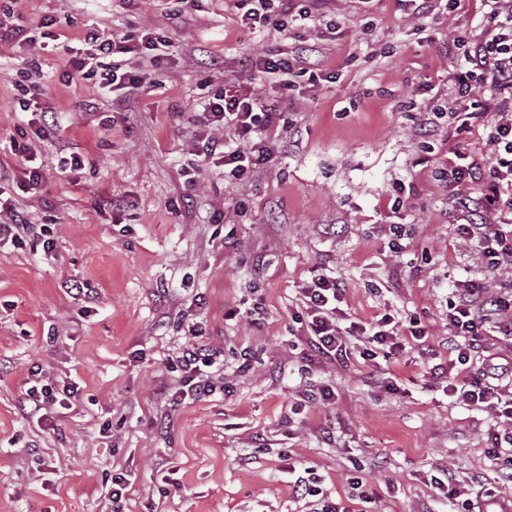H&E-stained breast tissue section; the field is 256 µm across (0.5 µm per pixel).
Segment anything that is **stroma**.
<instances>
[{
	"label": "stroma",
	"mask_w": 512,
	"mask_h": 512,
	"mask_svg": "<svg viewBox=\"0 0 512 512\" xmlns=\"http://www.w3.org/2000/svg\"><path fill=\"white\" fill-rule=\"evenodd\" d=\"M411 12L401 0H328L312 19L279 9L278 28L247 29L237 0H0V27L24 34L0 52V141L37 146L32 163L0 152L4 196L54 241L49 258L33 238L0 248V512H111L105 484L119 471L134 481L123 512H305L292 466L312 469L348 512H448L430 483L440 467L480 477L491 512L512 506V482L487 454L495 418L450 404L428 372L430 359L448 358L452 285L477 269L436 179L447 121L424 134L414 120L447 108L463 53L444 46L483 9L438 0L435 15ZM91 25L172 43L117 111L65 73L64 47ZM46 32L58 51H40ZM294 48L310 49L323 78H297L275 158L239 179L209 170L189 190L200 85L277 95L240 62ZM34 69L58 119L41 143L21 89ZM62 146L83 169L57 170ZM32 164L42 178L20 190ZM328 270L347 285L348 320L417 318L431 355L303 360L299 290ZM73 282L88 297L70 294ZM195 322L202 344L223 353L226 389L177 403L163 393L178 379L168 358L192 343ZM37 365L80 387L77 406L51 424L22 407ZM319 382L335 401L304 402Z\"/></svg>",
	"instance_id": "obj_1"
}]
</instances>
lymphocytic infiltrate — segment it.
<instances>
[{
  "label": "lymphocytic infiltrate",
  "mask_w": 512,
  "mask_h": 512,
  "mask_svg": "<svg viewBox=\"0 0 512 512\" xmlns=\"http://www.w3.org/2000/svg\"><path fill=\"white\" fill-rule=\"evenodd\" d=\"M480 2L488 9L486 24L470 37L453 39L466 51L450 78L455 103L448 109V123L459 134L470 131L473 120L488 116L492 122L483 148L466 150L455 137L449 139L447 153L457 231L470 242L484 277L458 282L448 301L444 327L448 364L455 372L446 389L452 403L512 423V377L493 368L480 375L471 371L475 362L492 359L493 334L512 335V294L490 291L486 285L490 279L512 277V0ZM168 47V40L149 34L133 46L121 33L90 27L78 45L69 47L67 66L93 83L100 96H111L113 107L119 108L142 85L145 69L160 65ZM130 53L137 66L114 63V55ZM244 66L286 92L293 90L295 75L307 76L314 84L320 80L317 65L301 52L278 59L256 54L245 59ZM199 105L201 129L192 141L198 169L187 176L190 186H199L202 170L212 164H223L239 177L272 159L282 129L278 100L215 95L201 97ZM346 292L343 280L325 272L301 288L302 312L295 321L314 355L342 363L357 351L371 360L377 351H396L407 340L424 341L426 331L414 320L405 326L385 315L368 326L344 323L340 305ZM219 357V351L203 345L180 348L174 358L180 374L176 394L192 400L214 394L224 381ZM78 392L70 377H49L46 384L30 388V412L71 409Z\"/></svg>",
  "instance_id": "1"
}]
</instances>
